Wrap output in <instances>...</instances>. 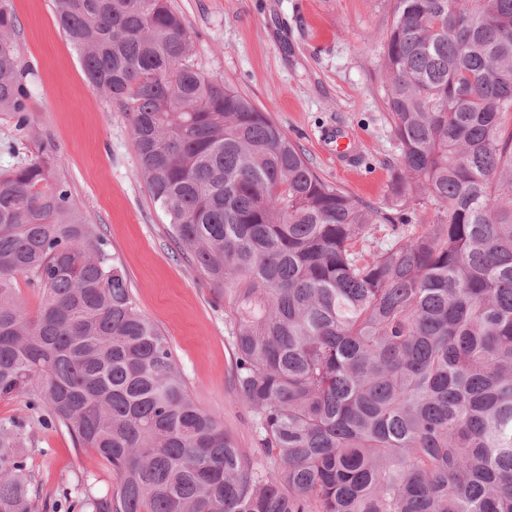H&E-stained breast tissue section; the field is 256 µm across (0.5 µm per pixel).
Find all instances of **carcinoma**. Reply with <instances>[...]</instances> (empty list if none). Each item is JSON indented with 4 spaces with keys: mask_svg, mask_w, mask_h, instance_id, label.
I'll return each instance as SVG.
<instances>
[{
    "mask_svg": "<svg viewBox=\"0 0 512 512\" xmlns=\"http://www.w3.org/2000/svg\"><path fill=\"white\" fill-rule=\"evenodd\" d=\"M89 86L129 114L148 192L224 291L259 448L189 391L167 337L43 149L0 171V399L109 463L91 512H512V0H396L381 73L394 195L442 208L365 258L381 209L325 182L271 116L188 63L170 0H55ZM11 0L0 112L26 129ZM42 293L27 315L16 277ZM0 420V512H40Z\"/></svg>",
    "mask_w": 512,
    "mask_h": 512,
    "instance_id": "1",
    "label": "carcinoma"
}]
</instances>
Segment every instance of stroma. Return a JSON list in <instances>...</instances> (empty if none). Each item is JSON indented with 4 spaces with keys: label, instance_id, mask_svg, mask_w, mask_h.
Here are the masks:
<instances>
[{
    "label": "stroma",
    "instance_id": "35a3bbf8",
    "mask_svg": "<svg viewBox=\"0 0 512 512\" xmlns=\"http://www.w3.org/2000/svg\"><path fill=\"white\" fill-rule=\"evenodd\" d=\"M395 0H171L193 41L190 64L249 97L300 146L331 185L408 223L370 225L355 245L363 255L435 223L438 207L405 205L392 192L399 159L380 63ZM16 43L32 70L28 127L0 112V170L46 146L72 196L100 227L126 271L140 311L167 336L193 397L221 418L239 447L257 438L249 409L232 392V349L224 304L193 262L180 255L167 219L141 172L126 113L90 89L79 55L57 27L54 0H12ZM343 127L357 141L352 164L327 140ZM27 464L42 512H80V503L114 489L117 477L65 429L31 421Z\"/></svg>",
    "mask_w": 512,
    "mask_h": 512
}]
</instances>
